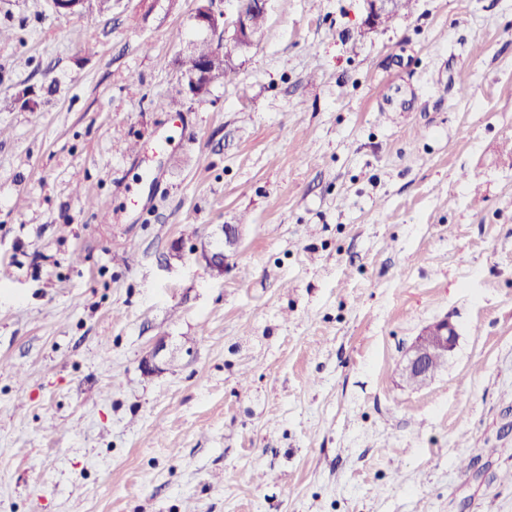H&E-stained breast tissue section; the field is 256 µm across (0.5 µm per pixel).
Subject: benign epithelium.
I'll use <instances>...</instances> for the list:
<instances>
[{
	"label": "benign epithelium",
	"mask_w": 512,
	"mask_h": 512,
	"mask_svg": "<svg viewBox=\"0 0 512 512\" xmlns=\"http://www.w3.org/2000/svg\"><path fill=\"white\" fill-rule=\"evenodd\" d=\"M219 0H197L191 16L195 30L202 39L221 44L224 59L232 51L251 47L257 40L258 32L253 28L251 15L255 11L268 12L270 0H239V6L231 24L224 21V10L218 8ZM389 0H365L370 26L378 23V16L387 8ZM208 64L200 62L194 74L181 77V93L190 100H200L210 92ZM239 241L238 227L224 226V248L216 251L202 249L201 259L206 268L221 273L236 253ZM457 340L455 327L448 319L437 320L426 326L410 346L401 374L412 377L419 383L428 384L435 374L448 362V354Z\"/></svg>",
	"instance_id": "benign-epithelium-1"
}]
</instances>
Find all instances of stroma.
<instances>
[{
    "label": "stroma",
    "instance_id": "35a3bbf8",
    "mask_svg": "<svg viewBox=\"0 0 512 512\" xmlns=\"http://www.w3.org/2000/svg\"><path fill=\"white\" fill-rule=\"evenodd\" d=\"M194 8L0 0V512H512V0H271L176 112ZM238 241V227L235 225H225L224 248L222 247V249L216 251H209L206 248L202 249L201 259L205 262L206 268L212 272L222 273L235 255ZM456 340L457 332L448 318L429 324L410 346L401 368L402 376L415 378L421 385L428 384L447 364Z\"/></svg>",
    "mask_w": 512,
    "mask_h": 512
}]
</instances>
